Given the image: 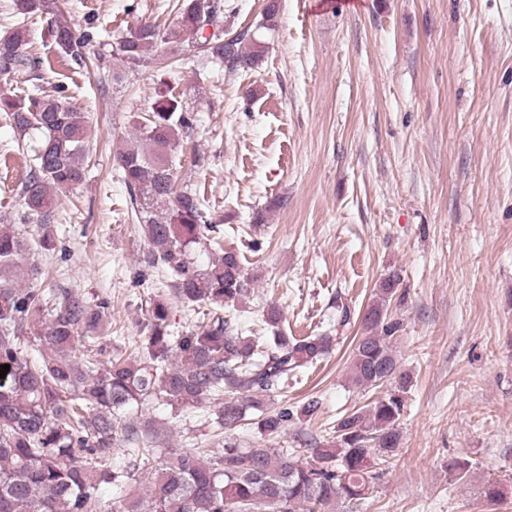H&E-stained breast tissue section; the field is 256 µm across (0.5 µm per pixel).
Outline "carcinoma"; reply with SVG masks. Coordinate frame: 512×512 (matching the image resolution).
<instances>
[{
  "mask_svg": "<svg viewBox=\"0 0 512 512\" xmlns=\"http://www.w3.org/2000/svg\"><path fill=\"white\" fill-rule=\"evenodd\" d=\"M224 7L219 0H179L174 27L163 31L141 22L128 29L112 47V81L149 62L171 67L187 48L229 69L258 66L264 46L246 30L233 35L220 28ZM34 16L46 19L62 53L80 66L86 63L90 39L75 34L61 0H17L15 24L0 40L12 48L0 51L1 78L41 69L40 59L27 51ZM210 26L214 31L208 34ZM63 92L0 89V117L30 151L18 192L25 219L50 216L59 193L84 178L90 126ZM196 127L194 109L162 93L150 111L137 114L136 140L116 151L136 219L153 245L145 263L158 270L160 287L172 289L185 307L206 309L176 335L168 304L154 300L134 358L118 351L105 362L99 359L109 299L37 286L44 268L27 255L56 248L54 225L37 224L27 238L14 225L0 224V366L10 365L0 378V512H97L102 485L123 491L112 512H142L136 474L143 468L151 473L150 512H328L338 502L357 505L373 493L399 447L412 377L394 350L401 323L388 315L400 281L396 272L381 282L363 313L364 336L350 367L354 385L389 390L344 412L334 433L315 442L310 461L272 445L288 427L316 416L321 403L309 397L275 408L268 404L271 393L329 354L332 340L284 333L273 304L262 319L272 335L239 333L237 304L248 290L239 257L224 250V235L204 199L192 185H176L174 176ZM205 242L224 255L201 267L188 252ZM82 339L89 349L78 358L73 348ZM148 400L177 410L216 401L224 429L250 419L257 437L247 448L228 439L210 455L201 448H170L152 422L139 427L134 420ZM120 442L127 445V461L115 465ZM483 494L496 505L507 489L491 481Z\"/></svg>",
  "mask_w": 512,
  "mask_h": 512,
  "instance_id": "carcinoma-1",
  "label": "carcinoma"
}]
</instances>
